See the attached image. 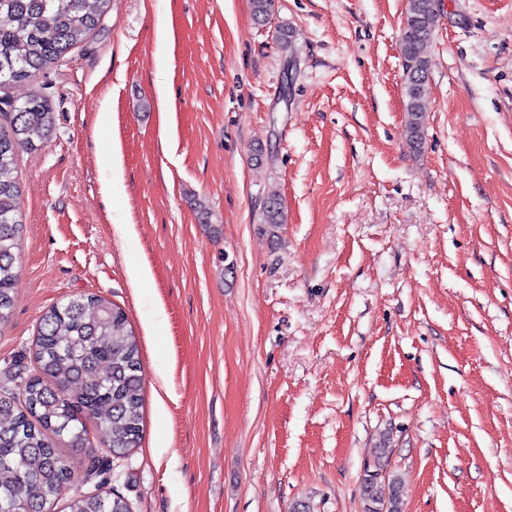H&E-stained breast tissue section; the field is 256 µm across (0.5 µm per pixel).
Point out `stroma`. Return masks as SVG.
I'll return each mask as SVG.
<instances>
[{"label":"stroma","mask_w":512,"mask_h":512,"mask_svg":"<svg viewBox=\"0 0 512 512\" xmlns=\"http://www.w3.org/2000/svg\"><path fill=\"white\" fill-rule=\"evenodd\" d=\"M407 5L112 0L0 90L54 121L18 154L0 383L83 295L141 348V444L59 441L68 496L96 491L93 455L132 512H363L384 447L403 512H512V0H438L417 152ZM285 221V212L278 196L270 194L261 211V224H264L267 231L274 235Z\"/></svg>","instance_id":"obj_1"}]
</instances>
